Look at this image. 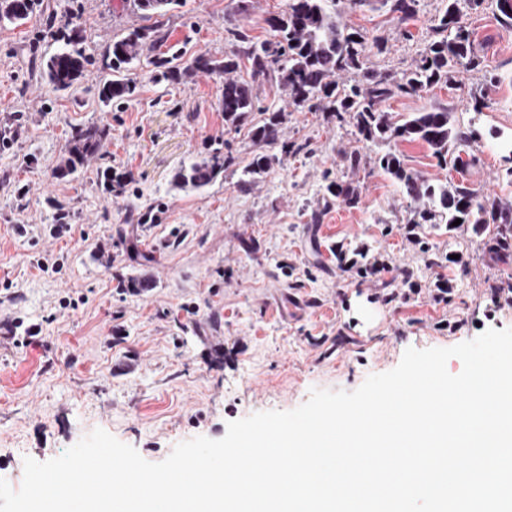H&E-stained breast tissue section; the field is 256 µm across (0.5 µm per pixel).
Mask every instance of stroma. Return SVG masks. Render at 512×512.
Here are the masks:
<instances>
[{
    "mask_svg": "<svg viewBox=\"0 0 512 512\" xmlns=\"http://www.w3.org/2000/svg\"><path fill=\"white\" fill-rule=\"evenodd\" d=\"M287 6L181 0L161 45L129 65L131 98L106 104V46L149 25L124 0H35L25 22H0V317L39 328L31 343H0V479L12 488L25 458H56L98 428L157 463L180 442L223 438L230 421L295 409L312 389L356 390L406 349L512 328V253L493 250L494 224L407 233L413 204L380 167L382 145L352 119L295 107L274 77L252 78L244 61L237 75L252 79L258 109L239 127L225 124L222 85L195 59H223L240 28L268 39L265 18ZM337 8L344 26L386 41L384 52L367 49L364 70L399 80L435 38L448 0H418L404 24L381 0ZM459 8L480 66L381 108L397 124L447 109L468 135L463 171L440 166L418 141H396L395 151L431 182L512 207V33L496 0ZM73 13L93 63L76 88L56 92L40 67L64 48ZM172 54L188 77L157 80L155 59ZM364 70L338 80L363 83ZM278 110L290 151L241 190L243 169L271 151L250 127ZM93 122L109 127L108 139L83 167L58 174L72 128ZM216 153L231 163L211 184L175 186L181 168ZM108 168L123 185L98 179ZM336 181L358 185L357 205L329 193ZM61 223L69 231L56 233ZM361 250L388 270H347ZM407 272L421 287L408 301L396 296ZM441 277L444 303L431 296Z\"/></svg>",
    "mask_w": 512,
    "mask_h": 512,
    "instance_id": "obj_1",
    "label": "stroma"
}]
</instances>
